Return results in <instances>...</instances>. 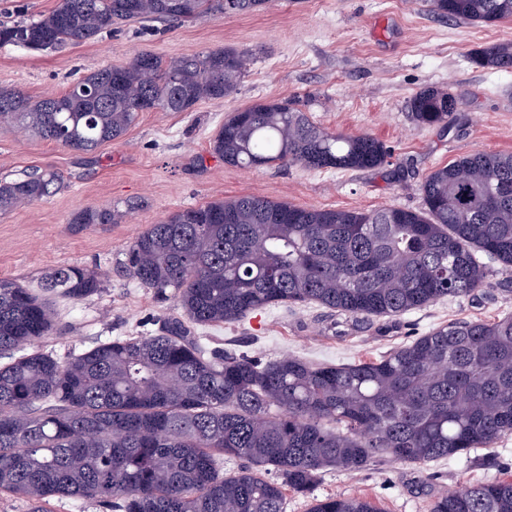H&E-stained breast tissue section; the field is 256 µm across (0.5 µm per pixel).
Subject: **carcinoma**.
Masks as SVG:
<instances>
[{
  "mask_svg": "<svg viewBox=\"0 0 512 512\" xmlns=\"http://www.w3.org/2000/svg\"><path fill=\"white\" fill-rule=\"evenodd\" d=\"M267 0H58L45 14L0 23V45L40 50L87 41L143 19L178 23L244 14ZM432 10L486 25L512 20V0H430ZM248 53L233 48L166 62L136 55L104 66L60 95L0 88L19 129L90 152L122 138L145 111L186 112L236 93ZM474 61L512 71V43ZM448 90L410 102L418 126L447 124ZM224 164L377 169L388 150L367 134L316 125L288 99L224 118L210 141ZM53 172L0 181V212L46 199ZM421 211L309 208L258 196L216 199L151 224L125 268L181 315L153 333L100 342L58 358L36 347L56 331L40 292L80 302L102 275L52 267L30 288L0 278V494L27 512L83 501L99 512H286L285 491L309 494L328 470L380 461L426 468L490 450L512 435V314L459 321L354 364L314 366L223 352L194 328L238 323L277 304H314L358 320L393 318L444 298H469L492 268L512 276V153L476 151L430 171ZM116 206L87 207L71 223L117 224ZM241 459L224 471V457ZM308 512H381L369 499H315ZM430 512H512V479L436 497Z\"/></svg>",
  "mask_w": 512,
  "mask_h": 512,
  "instance_id": "obj_1",
  "label": "carcinoma"
}]
</instances>
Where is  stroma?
Returning <instances> with one entry per match:
<instances>
[{
  "mask_svg": "<svg viewBox=\"0 0 512 512\" xmlns=\"http://www.w3.org/2000/svg\"><path fill=\"white\" fill-rule=\"evenodd\" d=\"M512 42V21L491 26L441 17L428 0H269L248 15H205L170 24L148 20L48 52L0 45V87L32 98L64 92L95 66L120 67L140 52L169 60L224 47L251 62L236 94L187 112H144L119 140L76 152L0 123V180L52 170L57 193L0 213V277L36 285L41 273L77 264L101 272L104 290L79 303L55 299L58 332L45 350L77 354L110 339L155 331L178 314L157 302L124 267L128 245L171 212L216 199L259 195L299 206L370 211L423 206L420 183L432 169L476 150L512 152V73L477 65L476 50ZM427 87L448 89L456 110L445 126L420 127L410 101ZM262 99L297 102L317 125L369 134L391 152L374 170H309L299 165L242 169L209 154L226 115ZM135 203L116 224H72L90 207ZM512 313V278L491 274L474 297L447 298L399 319L352 326L316 305H279L242 322L210 329L216 346L262 359L290 354L315 363L379 357L432 328ZM434 480L418 485V467L382 462L352 473L329 471L314 497L354 495L383 512H429L434 495L512 478V435L495 452L431 464Z\"/></svg>",
  "mask_w": 512,
  "mask_h": 512,
  "instance_id": "stroma-1",
  "label": "stroma"
}]
</instances>
